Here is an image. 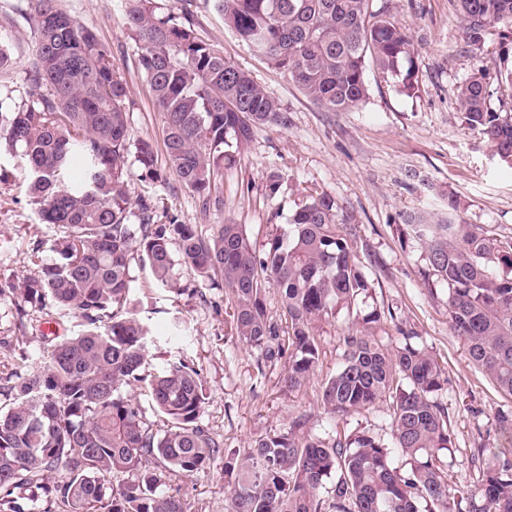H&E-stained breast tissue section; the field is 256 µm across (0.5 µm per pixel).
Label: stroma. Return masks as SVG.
<instances>
[{"mask_svg":"<svg viewBox=\"0 0 512 512\" xmlns=\"http://www.w3.org/2000/svg\"><path fill=\"white\" fill-rule=\"evenodd\" d=\"M0 0V33L9 36L20 69L35 55L34 33ZM63 7L90 28L112 51V63L125 80L132 136L162 140V120L138 66V45L123 24L124 0H61ZM176 13L191 15L200 38L216 44L226 58L247 69L278 100L288 116L284 126L256 131L243 149L241 164L225 171L224 207L201 212L196 196L175 177L146 183L137 167L126 180L132 198H160L189 224L245 225L251 242L262 245L276 227L288 224L307 192L336 199L359 226L360 258L373 281L370 305L391 310L419 336V342L445 367L448 383L438 399L448 410L454 439L448 480L474 484L471 463L481 446L505 448L497 417L512 414V396L499 392L469 358L464 344L448 327V289L427 285L425 250L415 240L400 241L394 219L402 211H441L447 194L458 196L459 218L483 227L501 240L512 239V168L499 164L458 110L457 87L477 60L498 69L502 39L490 29L480 53L470 51L460 21L448 0H386L394 21L413 38L419 64L417 97L401 94L394 83L367 69L369 97L347 112H328L309 102L297 86L256 56L217 14L210 0H169ZM279 172L283 187L268 197L266 176ZM27 165L21 158L0 159V377L20 358L30 365L43 360L46 314L27 307L17 317L13 289L39 269L31 262L37 244H49L54 230L40 225L26 193ZM131 302L158 334L170 317H180L187 337L180 345L157 343L148 353L158 368L183 355L200 371L209 399L202 425L225 448L244 451L258 437L287 430L291 417L306 414L307 429L327 435L331 421L321 405L322 384L341 361L340 324L319 329L323 353L315 374L295 391L284 387L282 365L258 368L256 355L231 339L224 321L223 289L197 283L181 269L186 292L156 288L149 267L132 261ZM167 489L180 492L189 512H225L227 481L222 467L190 477L173 474Z\"/></svg>","mask_w":512,"mask_h":512,"instance_id":"1","label":"stroma"}]
</instances>
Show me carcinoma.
Segmentation results:
<instances>
[{"label":"carcinoma","mask_w":512,"mask_h":512,"mask_svg":"<svg viewBox=\"0 0 512 512\" xmlns=\"http://www.w3.org/2000/svg\"><path fill=\"white\" fill-rule=\"evenodd\" d=\"M478 50L490 28L512 23V0H448ZM224 24L301 93L328 112H345L369 96L367 66L408 97L419 91L418 58L408 32L373 0H213ZM31 26L35 59L28 89L0 96V154L23 158L27 195L40 223L59 232L56 257L14 289L24 303L70 314L82 331L47 343L43 365H27L0 382V512H188L160 491L169 475L223 464L227 512H512V459L479 448L477 483H448L453 448L448 412L434 399L448 383L439 361L401 326L393 348L378 339L385 312L358 309L373 288L359 256L354 220L327 194L310 192L262 248L245 225L197 224L144 199L132 201L129 163L143 181L171 174L202 211L224 206V169L241 163L255 132L285 126L286 113L215 44L197 37L192 19L158 0H125L127 30L142 43L139 68L164 117V159L153 143L133 139L127 85L112 52L58 0H17ZM17 60L0 37V83ZM487 67L458 87L469 129L512 166V118L490 107ZM446 215L398 214L399 233L425 248L424 278L448 287L450 331L471 361L512 395V240ZM149 266L156 286L177 289V267L224 289L230 336L264 364H288L285 385L306 382L322 354L317 323L346 314L341 362L322 386L334 423L330 438L303 434L306 416L288 431L259 438L247 451L221 448L199 424L207 389L182 358L143 372L152 328L131 308L130 262ZM278 290L285 322L268 317L265 289ZM147 383L163 425L145 420L135 387ZM388 406L391 439L348 427L347 418L378 402ZM407 457L397 467L393 457ZM57 472L48 481L45 474ZM122 476L121 483L113 478Z\"/></svg>","instance_id":"carcinoma-1"}]
</instances>
